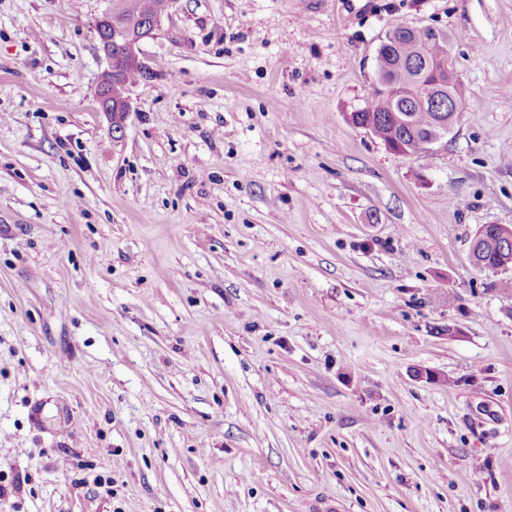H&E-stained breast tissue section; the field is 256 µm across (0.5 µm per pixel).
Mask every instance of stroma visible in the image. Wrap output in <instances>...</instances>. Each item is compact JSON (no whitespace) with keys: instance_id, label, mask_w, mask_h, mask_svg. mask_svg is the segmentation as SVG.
I'll list each match as a JSON object with an SVG mask.
<instances>
[{"instance_id":"1","label":"stroma","mask_w":512,"mask_h":512,"mask_svg":"<svg viewBox=\"0 0 512 512\" xmlns=\"http://www.w3.org/2000/svg\"><path fill=\"white\" fill-rule=\"evenodd\" d=\"M0 0V512H512V0ZM452 35L434 152L348 117ZM161 11L152 18L149 22L142 23L141 27H136L134 30L135 22L127 24L126 27L120 28L114 24L112 29V13L122 16L133 15L140 19L152 17L163 3V0H113L112 12H107L96 20L95 29L98 35L101 51L103 52L107 61L106 72L112 74L116 72L115 60L112 58V31L113 38L121 37L124 40V66L125 68L133 67L141 74L149 72V67L140 57V43L146 39L154 37L160 30L161 23L164 17H168L171 9L177 3V0H165ZM132 71L127 72L120 80L112 79L106 73L103 74L102 80L106 81L111 86V92L106 83L100 84L97 101L99 110L109 116L112 121L113 128L120 127L125 124L131 112L130 98L128 91L121 99H113L121 97L125 94L127 86L132 84L138 76ZM448 61L452 64L448 52V33L439 32L424 45H418L404 26L389 27L380 43L376 56V71H385L389 83L405 85L413 75V66Z\"/></svg>"}]
</instances>
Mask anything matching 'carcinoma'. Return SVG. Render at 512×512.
I'll list each match as a JSON object with an SVG mask.
<instances>
[{
    "label": "carcinoma",
    "instance_id": "cac0c4a2",
    "mask_svg": "<svg viewBox=\"0 0 512 512\" xmlns=\"http://www.w3.org/2000/svg\"><path fill=\"white\" fill-rule=\"evenodd\" d=\"M162 3L163 0H112V13L146 19L153 16ZM423 61H448V33L441 32L427 43L419 45L402 26L393 25L386 30L377 51L376 71L385 72L388 82L407 84L413 75V66ZM137 77L138 74L130 71L122 79L116 80L105 73L102 80L110 84L113 96L120 97ZM448 87L453 111L446 113V116L451 119V126L454 127L468 108L469 95L453 71L448 72ZM396 107L394 99L377 88L363 108L350 114V120L353 125L367 130L383 144L394 143L404 154H414L416 149L413 147L412 133L434 130L438 113L429 106L414 105L408 113V121L400 123L395 118Z\"/></svg>",
    "mask_w": 512,
    "mask_h": 512
}]
</instances>
